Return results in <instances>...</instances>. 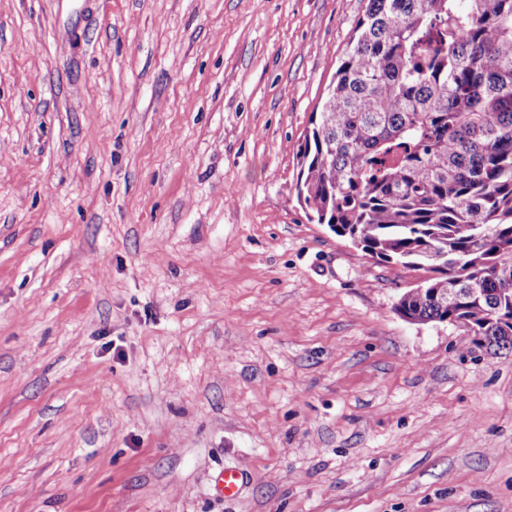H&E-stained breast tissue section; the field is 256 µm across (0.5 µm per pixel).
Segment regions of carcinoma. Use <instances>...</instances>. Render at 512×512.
I'll return each instance as SVG.
<instances>
[{
	"mask_svg": "<svg viewBox=\"0 0 512 512\" xmlns=\"http://www.w3.org/2000/svg\"><path fill=\"white\" fill-rule=\"evenodd\" d=\"M312 125L317 223L430 273L402 297L414 321L512 349V0H368Z\"/></svg>",
	"mask_w": 512,
	"mask_h": 512,
	"instance_id": "cac0c4a2",
	"label": "carcinoma"
}]
</instances>
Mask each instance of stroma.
Returning <instances> with one entry per match:
<instances>
[{"label":"stroma","instance_id":"1","mask_svg":"<svg viewBox=\"0 0 512 512\" xmlns=\"http://www.w3.org/2000/svg\"><path fill=\"white\" fill-rule=\"evenodd\" d=\"M367 4L0 0V512H512V352L297 200ZM242 482V473L235 469L224 468L217 478L216 488L224 498H233L237 495Z\"/></svg>","mask_w":512,"mask_h":512}]
</instances>
